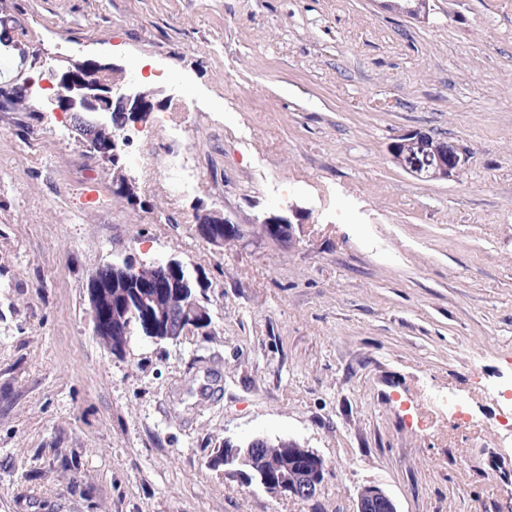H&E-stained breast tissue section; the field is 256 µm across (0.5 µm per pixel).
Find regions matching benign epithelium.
<instances>
[{"label": "benign epithelium", "mask_w": 512, "mask_h": 512, "mask_svg": "<svg viewBox=\"0 0 512 512\" xmlns=\"http://www.w3.org/2000/svg\"><path fill=\"white\" fill-rule=\"evenodd\" d=\"M86 66L74 65L66 69H51L49 76L58 80L65 91L51 99L54 111L60 113L86 112L92 116V122L101 130H108L109 111L104 103L106 99H117L131 106V111L138 114L150 112L152 108L146 107L149 103L148 95L138 89L130 81L119 83L112 81L107 84L98 81L94 84L88 80L83 72ZM390 154L393 161L400 167L409 170L415 176L441 180L458 172L465 162L462 150L451 143L436 139L423 132H406L398 136L390 144ZM197 232L200 239L208 244L220 245L222 240L214 237L213 227L219 224L230 226L231 219L218 210L204 211L196 218ZM266 235L274 240L293 239V225L291 219L284 216H268L262 220ZM140 310L149 315L152 324L148 330V339L159 343L176 341L185 333L197 330L208 332L204 325L211 322L208 309L197 308L181 316L177 325L173 326L161 312H154L152 297L143 295L139 299ZM299 452L307 461L314 465L299 475H288L280 471L271 476L266 467L255 465L253 472L248 474L240 469V465L254 456L252 448H226L224 454L214 462V467L224 466V475L252 482L262 487L266 492L275 496L296 497L304 502L316 501V494L325 479L326 470L316 466L320 456L308 448H301ZM357 512H398L394 499L382 488L371 486L363 488L357 496Z\"/></svg>", "instance_id": "1"}]
</instances>
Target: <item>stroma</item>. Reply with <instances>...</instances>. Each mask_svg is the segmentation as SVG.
<instances>
[{
  "label": "stroma",
  "instance_id": "stroma-1",
  "mask_svg": "<svg viewBox=\"0 0 512 512\" xmlns=\"http://www.w3.org/2000/svg\"><path fill=\"white\" fill-rule=\"evenodd\" d=\"M0 0V512H506L512 438L480 388L512 369V0ZM113 65L192 126L173 192L159 132L141 166L89 153L43 75ZM410 130L458 145L450 180L394 163ZM124 176L133 195L112 193ZM110 196L87 205L79 189ZM215 209L238 241L202 242ZM297 216L294 241L269 215ZM175 259L207 334L121 356L95 336L90 276ZM472 401L441 417L437 392ZM430 423L424 431L394 398ZM255 435L316 451V504L210 467ZM197 232L200 239L208 244L223 245L230 244L239 237V230L236 233L224 234V243L219 238L214 237L212 230L214 225L224 224L229 227L234 224L231 219L218 210L204 211L196 218ZM261 224H263L266 235L274 240H287L288 244L293 239V222L288 217L284 216H268L265 217ZM357 512H398L394 499L382 488H363L357 496Z\"/></svg>",
  "mask_w": 512,
  "mask_h": 512
}]
</instances>
